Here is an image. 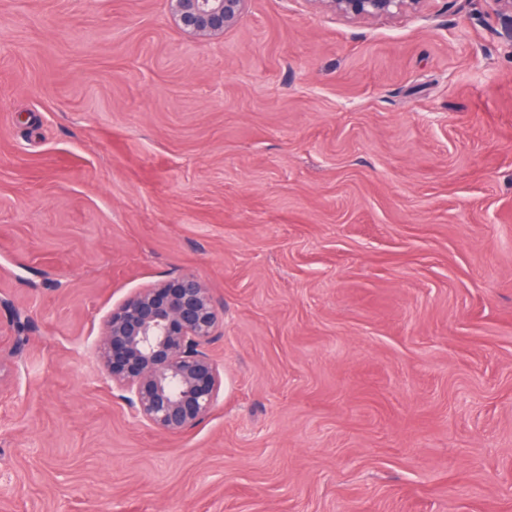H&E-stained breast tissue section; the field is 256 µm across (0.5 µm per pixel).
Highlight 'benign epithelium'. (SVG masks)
<instances>
[{
    "label": "benign epithelium",
    "mask_w": 512,
    "mask_h": 512,
    "mask_svg": "<svg viewBox=\"0 0 512 512\" xmlns=\"http://www.w3.org/2000/svg\"><path fill=\"white\" fill-rule=\"evenodd\" d=\"M179 28L215 37L235 26L248 0H168ZM351 20L419 12L428 0H313ZM219 315L211 291L193 273L137 291L104 318L99 362L136 417L164 435L183 433L208 416L223 374L207 352Z\"/></svg>",
    "instance_id": "7a95c632"
}]
</instances>
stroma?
Masks as SVG:
<instances>
[{
    "label": "stroma",
    "instance_id": "35a3bbf8",
    "mask_svg": "<svg viewBox=\"0 0 512 512\" xmlns=\"http://www.w3.org/2000/svg\"><path fill=\"white\" fill-rule=\"evenodd\" d=\"M492 0H0V512H512V45ZM193 273L210 415L104 317ZM179 28L199 37H215L235 26L248 0H168ZM324 10L351 20H369L419 12L428 0H312ZM219 315L193 273L137 291L104 318L99 362L136 417L154 432L183 433L208 416L223 374L207 352Z\"/></svg>",
    "mask_w": 512,
    "mask_h": 512
}]
</instances>
